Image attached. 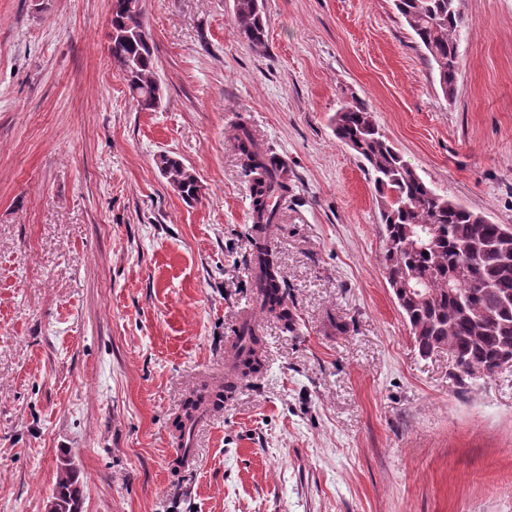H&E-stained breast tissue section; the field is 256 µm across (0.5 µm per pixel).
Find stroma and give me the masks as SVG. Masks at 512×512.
<instances>
[{"label":"stroma","instance_id":"1","mask_svg":"<svg viewBox=\"0 0 512 512\" xmlns=\"http://www.w3.org/2000/svg\"><path fill=\"white\" fill-rule=\"evenodd\" d=\"M111 4L0 0V512H44L65 450L84 512H512V366L460 383L447 350L419 355L332 129L365 101L424 181L512 225V0H460L451 100L393 0H262L263 51L234 0H142L154 112L112 66ZM239 126L288 165L268 241L297 323L256 313L263 367L185 472L176 418L254 303ZM232 22L242 40L253 49L265 47L267 22L262 1L234 0ZM156 166L183 200L190 202L198 199L201 187L199 179L180 159L168 153L159 154Z\"/></svg>","mask_w":512,"mask_h":512}]
</instances>
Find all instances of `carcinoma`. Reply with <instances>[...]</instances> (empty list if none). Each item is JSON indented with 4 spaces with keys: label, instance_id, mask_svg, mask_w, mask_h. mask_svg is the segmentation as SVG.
I'll list each match as a JSON object with an SVG mask.
<instances>
[{
    "label": "carcinoma",
    "instance_id": "obj_1",
    "mask_svg": "<svg viewBox=\"0 0 512 512\" xmlns=\"http://www.w3.org/2000/svg\"><path fill=\"white\" fill-rule=\"evenodd\" d=\"M394 5L444 95L453 96L462 68L458 35L464 17L458 0H394ZM232 22L249 46L265 47L262 0H234ZM110 27L113 66L137 109L155 110L162 89L140 0H112ZM333 123L336 139L361 159L380 194L387 280L419 354L448 349L461 382L476 374L492 375L500 357L512 355V230L424 182L356 97L341 103ZM233 139L253 198L250 243L260 309L292 331L295 318L288 293L265 244L277 199L288 192V168L245 127H238ZM156 166L182 199H198L199 179L180 159L163 153ZM232 359L240 378L260 371L262 340L254 328L243 327ZM83 501L84 478L64 457L50 498L54 512H82Z\"/></svg>",
    "mask_w": 512,
    "mask_h": 512
}]
</instances>
